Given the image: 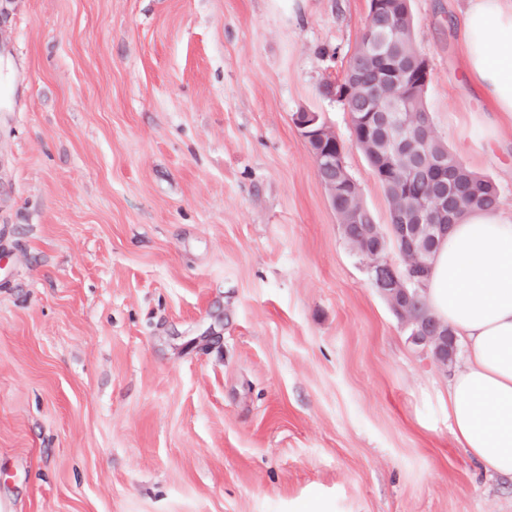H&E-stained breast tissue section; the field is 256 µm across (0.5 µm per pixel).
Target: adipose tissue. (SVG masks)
Instances as JSON below:
<instances>
[{"mask_svg":"<svg viewBox=\"0 0 512 512\" xmlns=\"http://www.w3.org/2000/svg\"><path fill=\"white\" fill-rule=\"evenodd\" d=\"M467 75L494 111L512 117V0H467ZM424 296L466 348L447 385L456 443L512 477V220L470 208L436 249Z\"/></svg>","mask_w":512,"mask_h":512,"instance_id":"adipose-tissue-1","label":"adipose tissue"}]
</instances>
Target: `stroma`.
I'll return each instance as SVG.
<instances>
[{"instance_id": "obj_1", "label": "stroma", "mask_w": 512, "mask_h": 512, "mask_svg": "<svg viewBox=\"0 0 512 512\" xmlns=\"http://www.w3.org/2000/svg\"><path fill=\"white\" fill-rule=\"evenodd\" d=\"M465 0H411L435 134L512 205ZM369 0H0V512H512L449 373L347 241L294 124Z\"/></svg>"}]
</instances>
